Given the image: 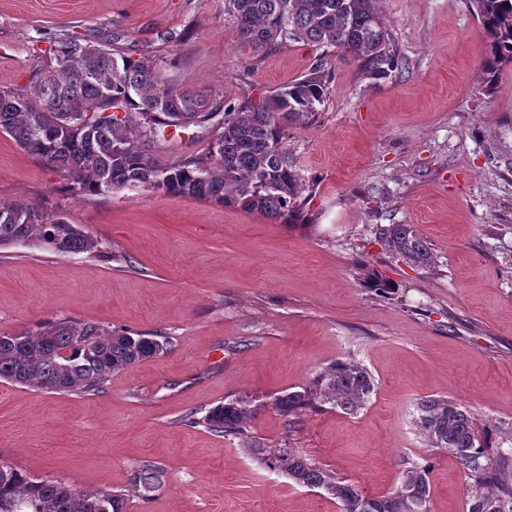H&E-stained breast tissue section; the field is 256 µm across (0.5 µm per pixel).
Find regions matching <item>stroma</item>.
Returning a JSON list of instances; mask_svg holds the SVG:
<instances>
[{
  "instance_id": "stroma-1",
  "label": "stroma",
  "mask_w": 512,
  "mask_h": 512,
  "mask_svg": "<svg viewBox=\"0 0 512 512\" xmlns=\"http://www.w3.org/2000/svg\"><path fill=\"white\" fill-rule=\"evenodd\" d=\"M382 10L405 69L374 82L333 60L320 120L291 131L306 226L137 189L76 195L0 134V202L62 213L98 242L91 254L1 248L0 334L67 319L168 341L94 394L0 381V464L125 495L126 512H339L185 416L269 399L350 357L375 379L366 409L310 412L292 429L268 408L250 435L299 449L369 497L399 484L405 460L431 458L432 512H467L457 460L431 454L412 426L420 398L450 397L494 426L499 477L512 484V65L489 89L467 0ZM71 33L174 62L181 87L220 106L260 100L325 54L303 41L253 53L224 0H0V87L25 85L44 38ZM386 224L414 225L435 269L384 250ZM374 274L394 290L369 288ZM147 462L167 477L145 500L132 483Z\"/></svg>"
}]
</instances>
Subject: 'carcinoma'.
<instances>
[{"instance_id":"1","label":"carcinoma","mask_w":512,"mask_h":512,"mask_svg":"<svg viewBox=\"0 0 512 512\" xmlns=\"http://www.w3.org/2000/svg\"><path fill=\"white\" fill-rule=\"evenodd\" d=\"M381 0H224L237 37L257 54H268L288 40L335 48L354 62L362 77L378 82L403 69L404 59ZM486 39L481 63L487 85L501 66L512 63V0H471ZM48 61L27 83L0 87V133L71 178L76 194L134 188L168 196H190L257 212L274 223L306 224L302 178L290 159L288 139L295 125L315 120L332 77L326 62L302 79L255 104L224 108L222 132L205 155H181L170 163L160 156L173 145L167 129L202 126L217 106L206 96L178 87L158 60L114 56L104 42L69 35L49 42ZM385 250L421 269L435 267L430 242L411 224L377 229ZM35 244L61 254L93 252L97 243L54 211L23 202L0 204V246ZM91 337L87 350L80 340ZM168 341L151 334L112 332L98 323L59 320L34 332L0 334V380L50 392H98L128 367L167 351ZM374 379L353 358L338 359L308 384L284 391L271 405L293 428L308 410H339L356 415L374 392ZM267 404L248 397L210 408L206 427L239 440L245 454L296 485L321 489L336 499L339 512H418L430 509L431 461L404 463L400 484L381 497L356 487L309 462L289 446L272 448L251 439L247 426ZM413 427L427 447L456 458L466 481L468 512H512V487L498 484L503 454L488 452V430L477 429L474 414L448 397L427 396L416 404ZM166 478L146 464L134 478L144 497ZM125 512L124 498L103 492L70 495L57 480L30 479L13 467L0 475V512Z\"/></svg>"}]
</instances>
